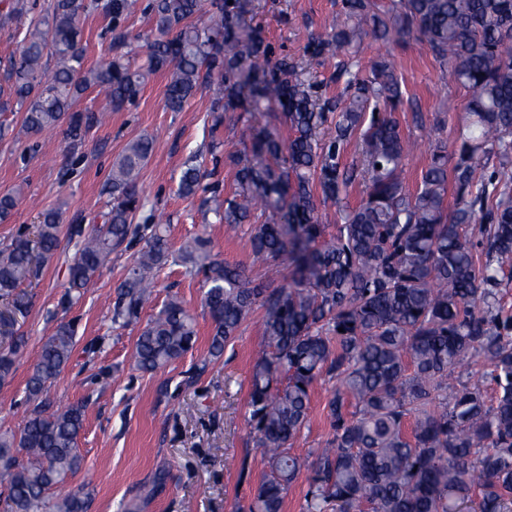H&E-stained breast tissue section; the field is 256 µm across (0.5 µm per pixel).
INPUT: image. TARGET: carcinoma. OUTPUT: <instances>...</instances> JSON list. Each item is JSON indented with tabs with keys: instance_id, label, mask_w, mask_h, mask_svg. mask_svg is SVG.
Returning a JSON list of instances; mask_svg holds the SVG:
<instances>
[{
	"instance_id": "cac0c4a2",
	"label": "carcinoma",
	"mask_w": 512,
	"mask_h": 512,
	"mask_svg": "<svg viewBox=\"0 0 512 512\" xmlns=\"http://www.w3.org/2000/svg\"><path fill=\"white\" fill-rule=\"evenodd\" d=\"M246 0H210L209 23L194 22L201 0H151L159 38L144 63L130 68L114 37L115 55L86 65L81 20L99 10L117 23L136 0H54L49 15L31 23L18 55L0 80V109L24 107L22 131L82 126L103 116H82L72 106L87 89H104L119 110L135 100L146 79L166 71V106L179 112L205 85L216 83L212 134L224 114L255 112L278 103L289 136L269 133L246 152L230 156L235 178L209 208L225 231L249 235L253 254L279 263L288 255L291 276L258 282L241 265L215 259L196 237L171 251L157 226L118 287L112 323L139 321L151 300L154 277L173 262L203 274L204 304L212 332L210 355L257 309L263 348L251 367L247 421L264 449L267 471L246 512H282L288 488L307 471L302 512H512V308L501 293L512 278V0H342V18L309 35L304 51L344 82L341 94L313 90L298 59L271 60L261 29L243 19ZM364 35L393 48L414 36L450 69L472 97L453 145L428 141L430 162L415 190L407 186L408 160L418 141L396 117L402 92L394 65L363 62ZM56 59L52 74L44 56ZM334 133L321 134L328 115ZM355 147L359 161L344 155ZM153 139L130 142L107 180L110 205L102 224L86 233L70 228L78 248L67 265L69 292L80 297L94 284L112 250L132 232L142 202L139 176ZM284 157L276 168L266 158ZM494 159L492 171L482 160ZM200 168L183 170L178 193L200 189ZM358 203L344 202L356 183ZM455 205L448 208V192ZM338 207L336 231L326 233L322 210ZM284 212L286 223L256 224L258 215ZM61 215L41 213L38 240L18 238L0 250V335L13 337L0 353V384L12 374L24 344L16 335L28 307L19 292L54 258ZM196 323L170 297L140 329L134 359L155 373L191 351ZM75 329L61 323L43 343L26 381L36 402L18 432L0 433V477L13 512H87L76 491L52 500L49 491L81 469L78 438L85 406L47 412L48 383L71 359ZM472 357L476 380L455 377ZM326 375L336 390L326 409L332 433L308 463L292 451L309 422L311 389Z\"/></svg>"
}]
</instances>
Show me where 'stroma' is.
Instances as JSON below:
<instances>
[{"label": "stroma", "mask_w": 512, "mask_h": 512, "mask_svg": "<svg viewBox=\"0 0 512 512\" xmlns=\"http://www.w3.org/2000/svg\"><path fill=\"white\" fill-rule=\"evenodd\" d=\"M50 2L0 0L1 62L19 47L30 19L45 15ZM341 7V0H248L245 18L262 26L274 56H296L306 34L320 31ZM110 27L101 14L83 18L87 64L110 57ZM393 55L403 95L398 113L403 132L415 133L413 116L419 113L438 138L454 140L470 90L455 83L423 41L407 39ZM167 81L163 71L149 76L137 100L118 112L111 111L104 90L86 91L75 111L104 110L108 117L75 144L57 130L20 135L22 111L14 105L0 111V195L18 194L10 220L0 223V247L19 236L34 238L38 216L46 209L59 210L64 227L56 256L26 289L30 306L17 325L26 346L15 360L12 378L0 385V432L23 427L32 409L25 394L27 374L57 325L72 323L77 345L69 365L48 385L46 398L56 405L86 403V426L78 439L83 465L53 494L85 489L89 512H241L266 469L246 421L252 355L262 343L260 313L242 324L220 358L210 357L211 318L203 305V278L166 265L142 321L155 315L168 296L177 295L196 319L197 341L181 360L146 374L133 358L139 324L121 328L112 323L117 287L140 243L113 251L94 288L78 302L66 298V264L77 251L68 229L92 225L108 201L104 185L113 163L144 135L153 137L154 150L141 173L143 199L135 225L164 222L172 246L202 236L216 258L247 267L259 279L266 272L247 237L227 236L205 201L208 189L232 185L235 168L229 157L242 152L245 140L272 129L288 136L280 107L250 113L243 122H225L214 136L213 91L200 89L182 111L172 112L166 106ZM191 161L205 170V189L184 198L177 186ZM332 387L325 377L315 383L310 419L294 453L307 456L329 438L324 406Z\"/></svg>", "instance_id": "stroma-1"}]
</instances>
